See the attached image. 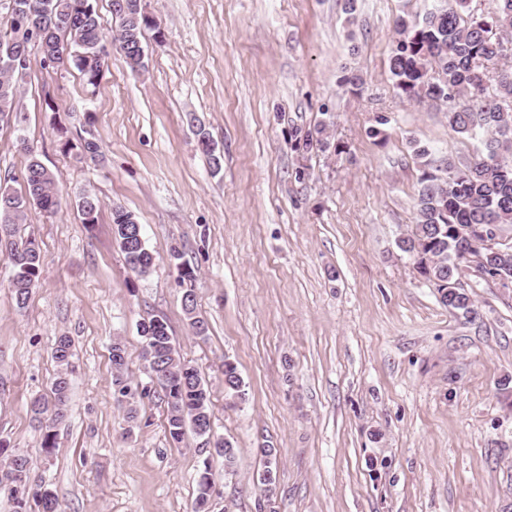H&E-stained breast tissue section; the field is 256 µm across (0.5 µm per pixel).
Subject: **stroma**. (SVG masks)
Listing matches in <instances>:
<instances>
[{"label":"stroma","instance_id":"35a3bbf8","mask_svg":"<svg viewBox=\"0 0 512 512\" xmlns=\"http://www.w3.org/2000/svg\"><path fill=\"white\" fill-rule=\"evenodd\" d=\"M142 6L156 21L143 73L115 49L91 86L32 50L17 116L0 121V184L23 191L30 146L64 195L56 215L31 209L21 227L42 256L26 308L0 253V440L32 459L64 512H193L207 467L219 506L259 512L266 447L279 459L275 512H512V288L467 263L460 283L478 316L466 320L399 247L416 222L412 141L435 161L480 145L439 105L401 97L389 71L396 19L432 0H357L351 15L344 0ZM379 114L389 122L374 137ZM321 124L340 151L295 150ZM90 137L104 164L64 147ZM86 192L100 201L91 227L77 209ZM116 206L142 228L148 276L116 243ZM181 261L193 281L180 280ZM189 290L202 339L183 310ZM154 315L201 371L232 475L206 438H168L137 331ZM63 334L75 345L68 415L48 454L30 402L49 393ZM116 340L139 385L133 420L114 385ZM228 360L245 400L224 392Z\"/></svg>","mask_w":512,"mask_h":512}]
</instances>
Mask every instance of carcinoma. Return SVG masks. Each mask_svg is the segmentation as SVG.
<instances>
[{"label": "carcinoma", "instance_id": "carcinoma-1", "mask_svg": "<svg viewBox=\"0 0 512 512\" xmlns=\"http://www.w3.org/2000/svg\"><path fill=\"white\" fill-rule=\"evenodd\" d=\"M10 32L0 37V117L14 111L21 80L14 62L29 61L30 48L43 53L70 36L79 56L56 59V65L74 64L90 85H95L107 58L97 52L104 47L102 18L94 0H13ZM472 0H439L420 19L401 17L396 21L397 38L389 59V70L399 93L408 100L443 101L448 128L462 136L484 134V149L466 163L450 159L435 164L426 160L429 150L413 141V151L423 160L416 203V219L411 233L400 241L402 251L413 259L419 275L437 293L440 303L470 319L476 315L472 297L460 285L462 264L475 258L480 274L512 283V247L502 248L498 238L502 226L512 224V40L499 41L498 35H512V0H489L485 9L471 6ZM115 27L112 41L133 72L146 67L144 32L152 21L141 9L140 0H111ZM199 144L214 172L222 168L221 154L205 131H199ZM77 156L98 163L103 152L98 142L83 139L76 145ZM24 191L0 186V216L4 203L13 209V220L0 223V252H7L13 268L10 282L18 308L26 307L33 288L40 280L42 259L32 238L17 236L18 225L27 220L31 208L54 214L61 207L62 193L54 174L28 150ZM78 210L82 223H97L100 202L84 194ZM116 242L129 268L140 276L150 272L154 256L143 240H130L126 229L137 225L135 215L112 208ZM487 232L483 238L475 229ZM183 306L189 325L197 337H205L208 325L196 315L192 292L184 295ZM144 348L149 356V373L164 392L167 402V433L174 444L182 442L186 429L199 436H211L210 392L201 371L181 357L165 318L154 315L139 324ZM57 372L51 383L52 398H38L31 411L45 428L42 447H54V428L67 416L70 390L69 367L73 357L70 337H57L52 352ZM115 383L128 381L126 351L115 341L110 357ZM246 384L236 366L224 361V391L234 400H244ZM215 453L224 458V473L232 474L236 453L228 440L213 439ZM4 458L0 484H5L15 512H61L54 492L31 478L32 461L8 449L0 441ZM194 512H213L211 496L214 479L204 467Z\"/></svg>", "mask_w": 512, "mask_h": 512}]
</instances>
